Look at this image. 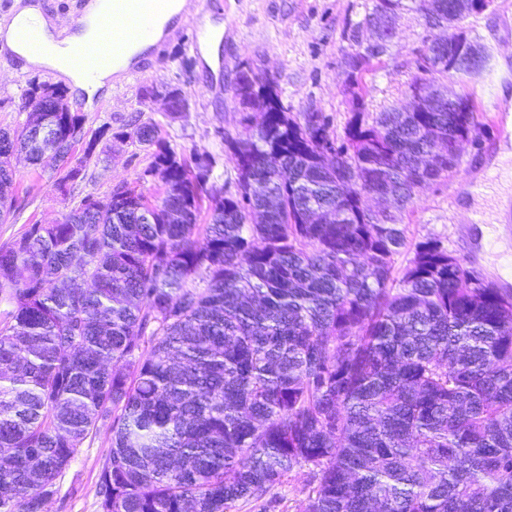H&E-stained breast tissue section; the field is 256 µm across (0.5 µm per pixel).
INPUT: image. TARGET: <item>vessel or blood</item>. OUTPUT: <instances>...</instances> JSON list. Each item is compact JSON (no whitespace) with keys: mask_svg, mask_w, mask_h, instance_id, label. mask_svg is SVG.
Wrapping results in <instances>:
<instances>
[{"mask_svg":"<svg viewBox=\"0 0 512 512\" xmlns=\"http://www.w3.org/2000/svg\"><path fill=\"white\" fill-rule=\"evenodd\" d=\"M175 6V0H110L102 17V35L113 44L111 55L87 63L80 61L82 43H75L69 51L68 61L86 77H96L100 70L112 69L115 75L124 78L136 77L143 62L135 53L136 45L147 38L155 25ZM43 51L41 31L24 21H14L11 39H0V54L15 55L17 50Z\"/></svg>","mask_w":512,"mask_h":512,"instance_id":"vessel-or-blood-1","label":"vessel or blood"}]
</instances>
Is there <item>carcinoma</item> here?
I'll use <instances>...</instances> for the list:
<instances>
[{
    "label": "carcinoma",
    "instance_id": "cac0c4a2",
    "mask_svg": "<svg viewBox=\"0 0 512 512\" xmlns=\"http://www.w3.org/2000/svg\"><path fill=\"white\" fill-rule=\"evenodd\" d=\"M407 2L428 29L448 20V0H374L364 23ZM459 47L419 51L410 86L472 72L454 65ZM48 88L31 80L25 121L0 129L10 211L8 155L59 171L82 139L78 113L30 111ZM239 105L244 134L224 136L234 190L208 186L211 154L179 159L135 120L115 137L152 150L160 201L120 185L0 246V512H47L101 421L100 512H232L300 467V512H512V291L461 287L470 268L435 240L396 270L404 230L375 222L362 195L403 211L414 184L457 172L453 158L422 173L416 161L432 138L467 134L474 112L360 106L340 136L331 114L288 112L267 77ZM327 148L333 168L317 162ZM315 210L336 223H307Z\"/></svg>",
    "mask_w": 512,
    "mask_h": 512
}]
</instances>
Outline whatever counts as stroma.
<instances>
[{
	"instance_id": "stroma-1",
	"label": "stroma",
	"mask_w": 512,
	"mask_h": 512,
	"mask_svg": "<svg viewBox=\"0 0 512 512\" xmlns=\"http://www.w3.org/2000/svg\"><path fill=\"white\" fill-rule=\"evenodd\" d=\"M208 2L194 0L187 22L173 24L161 45L149 52L145 73L131 84H114L109 95L99 98L98 110L70 97L72 111L84 117L85 137L100 135L106 126L113 130L112 135L100 136L96 158L70 195L57 190L55 170H36L24 158L15 159L17 208L0 223V245L20 236L27 225L62 220L85 195L102 198L124 183L137 186L148 201H156L163 186L145 174L152 161L150 150L135 140L113 137L136 115L153 122L178 156L187 158L197 150L213 155L216 164L210 185L233 186L236 171L224 135L242 130L240 108L229 92L242 66L274 78L289 112H327L335 116L336 130H343L352 108L345 60L371 39L362 22L373 0H222L219 36L196 54L188 40L198 21L207 16ZM355 25L361 31L353 43L345 33ZM394 26L396 35L386 52L357 75L371 113L405 103L415 60L429 36L421 16L412 10L398 11ZM460 26L490 56L479 74H454L443 80L445 86L470 98L477 142L465 147L458 173L416 191L399 217L406 247L395 261L405 266L415 246L432 239L486 281L512 289V209L505 221L497 223L494 207L485 203L481 211L486 223L469 221L471 182L492 170L501 146L512 148V0H494L488 10L464 17ZM33 78L52 86L70 84L58 71L0 58V128H14L25 121L24 93ZM173 89L189 104L175 116L162 103L164 94ZM492 100L500 104L501 120H494L486 110ZM111 438L109 424H101L94 440L81 448L62 477L48 512H100L97 480L110 453Z\"/></svg>"
}]
</instances>
